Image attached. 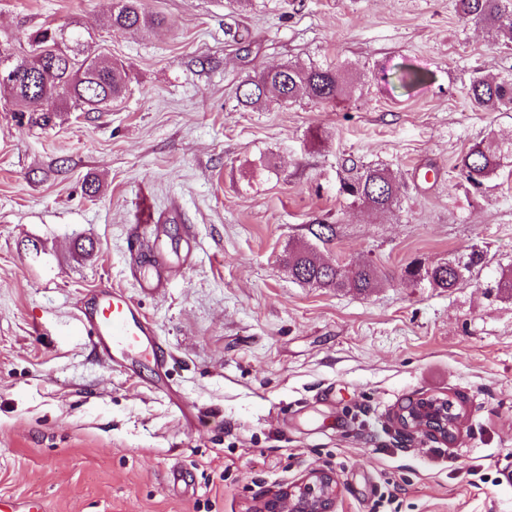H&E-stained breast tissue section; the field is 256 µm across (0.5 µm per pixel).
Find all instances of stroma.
<instances>
[{
  "label": "stroma",
  "mask_w": 512,
  "mask_h": 512,
  "mask_svg": "<svg viewBox=\"0 0 512 512\" xmlns=\"http://www.w3.org/2000/svg\"><path fill=\"white\" fill-rule=\"evenodd\" d=\"M112 4L0 0L14 58L49 26L68 53L127 69L122 98L45 130L0 94V494L48 512H249L329 469L336 512H512V163L479 189L457 168L476 140L512 142V111L466 96L475 72L512 77V47L454 0H142L167 25L139 33L106 26ZM289 62L347 68L351 97L239 107L240 85ZM405 68L425 82L401 87ZM369 165L395 179L391 211L339 191ZM144 190L162 232L134 259ZM315 224L333 227L321 261L372 265L380 286L293 281L286 251ZM155 257L169 280L150 294L131 268ZM437 261L465 265L458 287L405 274ZM113 284L166 371L148 353L114 367L80 333V299ZM421 395L453 400L454 444L397 430Z\"/></svg>",
  "instance_id": "1"
}]
</instances>
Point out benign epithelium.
<instances>
[{
	"label": "benign epithelium",
	"instance_id": "obj_1",
	"mask_svg": "<svg viewBox=\"0 0 512 512\" xmlns=\"http://www.w3.org/2000/svg\"><path fill=\"white\" fill-rule=\"evenodd\" d=\"M393 421L403 433L452 442L461 417L447 397L426 395L398 408ZM341 483L329 469L307 472L297 481L257 500L250 512H336Z\"/></svg>",
	"mask_w": 512,
	"mask_h": 512
}]
</instances>
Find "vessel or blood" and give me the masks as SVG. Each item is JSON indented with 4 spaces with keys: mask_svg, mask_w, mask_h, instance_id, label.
Segmentation results:
<instances>
[{
    "mask_svg": "<svg viewBox=\"0 0 512 512\" xmlns=\"http://www.w3.org/2000/svg\"><path fill=\"white\" fill-rule=\"evenodd\" d=\"M155 223L150 196L141 194L134 212L135 242H142ZM79 324L98 344L123 356L157 347L149 322L136 302L116 288L109 291L95 289L89 305L79 311ZM0 512H46V505L43 499L36 497L0 494Z\"/></svg>",
    "mask_w": 512,
    "mask_h": 512,
    "instance_id": "obj_1",
    "label": "vessel or blood"
}]
</instances>
